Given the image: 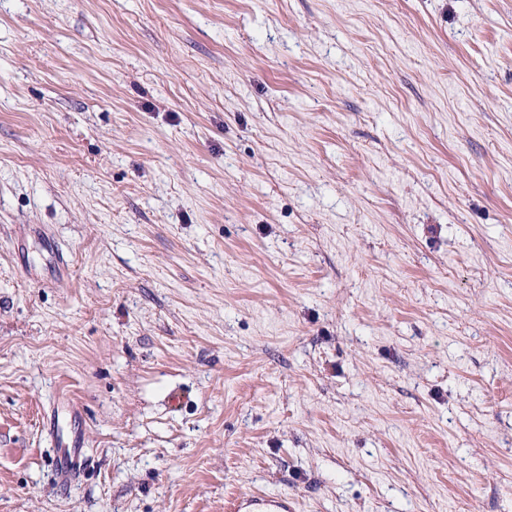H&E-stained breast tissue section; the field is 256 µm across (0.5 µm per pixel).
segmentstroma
<instances>
[{"label":"stroma","mask_w":512,"mask_h":512,"mask_svg":"<svg viewBox=\"0 0 512 512\" xmlns=\"http://www.w3.org/2000/svg\"><path fill=\"white\" fill-rule=\"evenodd\" d=\"M249 492L512 512V0H0V512ZM59 443L61 444L58 445L59 448L64 449L58 452L55 457V470L59 479L68 482L76 474L83 444L77 432H75L71 441L65 440L64 437H62Z\"/></svg>","instance_id":"1"}]
</instances>
